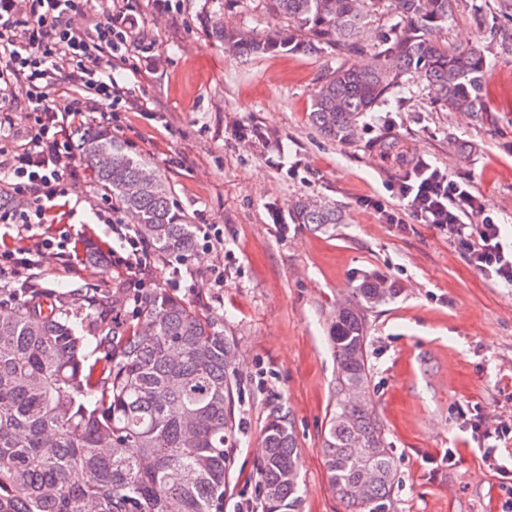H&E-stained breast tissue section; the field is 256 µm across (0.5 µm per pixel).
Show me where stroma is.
<instances>
[{"mask_svg": "<svg viewBox=\"0 0 512 512\" xmlns=\"http://www.w3.org/2000/svg\"><path fill=\"white\" fill-rule=\"evenodd\" d=\"M476 4L486 12L480 29ZM496 4L459 0L448 22L450 45L477 44L487 57L482 120L446 110L422 87L412 99L390 98L351 141L336 143L309 118L334 53L243 59L213 38L219 24L264 33L262 0H125L138 32L125 85L140 107L123 115L121 141L167 181L192 223L224 236L223 251L194 252L182 276L160 260L147 273L149 292L199 305L236 343L240 426L224 512H261V441L282 407L301 457L299 512H345L320 451L334 405L328 336L332 314L369 273L398 287L366 313L370 391L395 481L365 512H501L512 494V472L486 461L487 441L470 427L475 418L512 427V288L489 281L430 225L388 224L359 203L372 193L395 206L404 155L469 180L487 212L512 226V39L498 34L512 20ZM252 127L263 141L239 137ZM75 164L68 204L42 236L118 247L95 216V182L83 159ZM304 197L335 207L341 223H291L288 207ZM32 278L67 295L97 288L132 317L131 290L107 261L50 250Z\"/></svg>", "mask_w": 512, "mask_h": 512, "instance_id": "stroma-1", "label": "stroma"}]
</instances>
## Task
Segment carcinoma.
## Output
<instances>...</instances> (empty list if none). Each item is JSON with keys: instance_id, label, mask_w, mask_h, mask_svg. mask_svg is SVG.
<instances>
[{"instance_id": "obj_1", "label": "carcinoma", "mask_w": 512, "mask_h": 512, "mask_svg": "<svg viewBox=\"0 0 512 512\" xmlns=\"http://www.w3.org/2000/svg\"><path fill=\"white\" fill-rule=\"evenodd\" d=\"M262 36L219 25L215 39L242 58L281 51L364 54L320 79L312 125L351 140L388 97L426 84L450 112L486 111L488 72L477 45L448 46L457 0H264ZM400 21L371 41L376 12ZM76 151L116 206L168 260L197 247L196 225L169 187L105 128L83 131ZM293 224L341 223L315 199L291 205ZM396 284L365 277L336 309L329 341L336 357L335 409L321 452L346 512L390 495L395 473L369 390L363 310L394 297ZM113 306L48 289L0 287V512H224L237 450L235 345L197 306L165 293L140 306V321L117 329ZM103 356L88 362L84 333ZM258 478L262 512H295L302 497L299 453L288 414L269 417Z\"/></svg>"}]
</instances>
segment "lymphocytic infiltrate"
<instances>
[{
    "mask_svg": "<svg viewBox=\"0 0 512 512\" xmlns=\"http://www.w3.org/2000/svg\"><path fill=\"white\" fill-rule=\"evenodd\" d=\"M88 0H0V224L33 232L50 223L54 201L67 197L75 178L73 136L91 113L122 131L119 115L139 107L116 72L129 59L134 23L123 0H112L102 19L85 21ZM29 109L26 144L4 146L17 103ZM398 205L386 208L366 195L363 206L384 213L390 224H430L466 251L470 264L503 287L512 288V243L487 213L468 181L451 179L424 159L403 160ZM98 214L122 243L106 258L120 268L141 301L143 273L152 256L139 232L126 224L107 197ZM50 244L35 236L31 246L0 250V280L40 264Z\"/></svg>",
    "mask_w": 512,
    "mask_h": 512,
    "instance_id": "1",
    "label": "lymphocytic infiltrate"
}]
</instances>
